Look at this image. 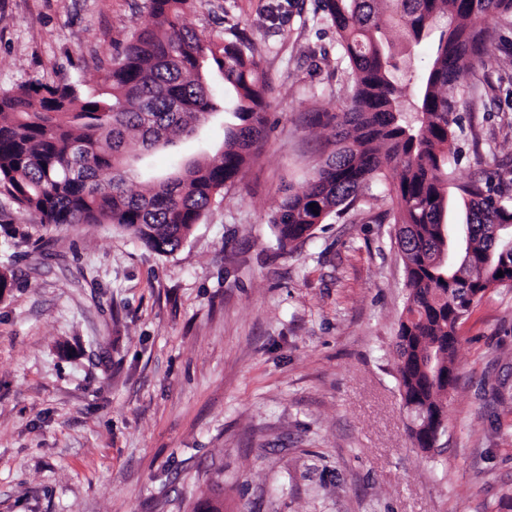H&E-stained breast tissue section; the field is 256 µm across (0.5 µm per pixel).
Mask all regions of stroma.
<instances>
[{
    "instance_id": "stroma-1",
    "label": "stroma",
    "mask_w": 512,
    "mask_h": 512,
    "mask_svg": "<svg viewBox=\"0 0 512 512\" xmlns=\"http://www.w3.org/2000/svg\"><path fill=\"white\" fill-rule=\"evenodd\" d=\"M144 0H0V93L95 88L148 23ZM187 25L245 38L271 83L243 180L161 255L109 224L42 228L0 187V512H512V288L459 329L447 429L414 448L397 384L406 275L388 181L280 248L270 222L331 151L345 102L320 0H189ZM457 88L452 183L512 163V17ZM230 113L153 150L219 149Z\"/></svg>"
}]
</instances>
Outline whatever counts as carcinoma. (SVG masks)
Here are the masks:
<instances>
[{
	"instance_id": "obj_1",
	"label": "carcinoma",
	"mask_w": 512,
	"mask_h": 512,
	"mask_svg": "<svg viewBox=\"0 0 512 512\" xmlns=\"http://www.w3.org/2000/svg\"><path fill=\"white\" fill-rule=\"evenodd\" d=\"M187 3L144 0L150 23L117 51L97 90L32 79L0 94V186L37 224H112L171 255L242 179L266 138L269 85L241 39L217 43L190 29ZM322 8L347 62L348 97L343 111L315 114L335 149L301 190L286 193L270 223L280 247L290 246L396 171L385 219L398 225L408 288L397 380L405 408L423 416L410 436L426 450L445 430L459 327L486 291L502 287L498 272L512 268V204L503 190L488 177L459 185L460 225L451 223L448 191V153L462 134L456 88L493 40L488 19L512 17V0H322ZM392 14L409 42L430 49L410 91L391 49ZM212 69L224 76L223 109L235 118L220 152L134 185L133 164L195 135L217 111Z\"/></svg>"
}]
</instances>
